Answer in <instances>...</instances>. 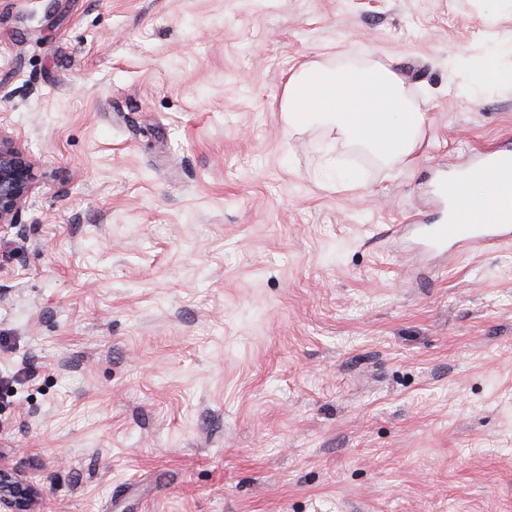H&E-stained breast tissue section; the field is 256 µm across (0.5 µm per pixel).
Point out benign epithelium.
Here are the masks:
<instances>
[{"label":"benign epithelium","instance_id":"7a95c632","mask_svg":"<svg viewBox=\"0 0 512 512\" xmlns=\"http://www.w3.org/2000/svg\"><path fill=\"white\" fill-rule=\"evenodd\" d=\"M32 180L28 157L12 142L0 138V224L16 222ZM36 498L33 485L0 469V512H34Z\"/></svg>","mask_w":512,"mask_h":512}]
</instances>
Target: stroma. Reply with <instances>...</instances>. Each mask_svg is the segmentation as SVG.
Masks as SVG:
<instances>
[{
	"instance_id": "stroma-1",
	"label": "stroma",
	"mask_w": 512,
	"mask_h": 512,
	"mask_svg": "<svg viewBox=\"0 0 512 512\" xmlns=\"http://www.w3.org/2000/svg\"><path fill=\"white\" fill-rule=\"evenodd\" d=\"M507 0H0V467L37 512H512V241L454 257L450 165L512 140ZM383 65V163L288 126L292 70ZM354 171L358 186L338 184ZM500 75L499 50L496 48L488 52L474 68L473 86L484 88L495 83ZM33 167L12 142L0 138V224H14L28 197Z\"/></svg>"
}]
</instances>
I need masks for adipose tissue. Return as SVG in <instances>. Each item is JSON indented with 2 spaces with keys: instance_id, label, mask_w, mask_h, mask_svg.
I'll return each instance as SVG.
<instances>
[{
  "instance_id": "adipose-tissue-1",
  "label": "adipose tissue",
  "mask_w": 512,
  "mask_h": 512,
  "mask_svg": "<svg viewBox=\"0 0 512 512\" xmlns=\"http://www.w3.org/2000/svg\"><path fill=\"white\" fill-rule=\"evenodd\" d=\"M279 110L290 127L322 123L382 161L411 156L423 123L402 79L382 65L305 64L289 76Z\"/></svg>"
}]
</instances>
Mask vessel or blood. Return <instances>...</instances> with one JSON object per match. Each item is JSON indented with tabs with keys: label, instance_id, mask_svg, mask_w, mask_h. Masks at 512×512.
I'll use <instances>...</instances> for the list:
<instances>
[{
	"label": "vessel or blood",
	"instance_id": "obj_1",
	"mask_svg": "<svg viewBox=\"0 0 512 512\" xmlns=\"http://www.w3.org/2000/svg\"><path fill=\"white\" fill-rule=\"evenodd\" d=\"M467 174L489 181L495 189L496 198L471 214L468 223H460L454 206L460 186L457 182L440 178L435 189L445 207L444 213L437 223L423 227V234L433 249L490 250L512 241V209L501 202L502 197H512V149L503 147L483 155L468 167Z\"/></svg>",
	"mask_w": 512,
	"mask_h": 512
}]
</instances>
